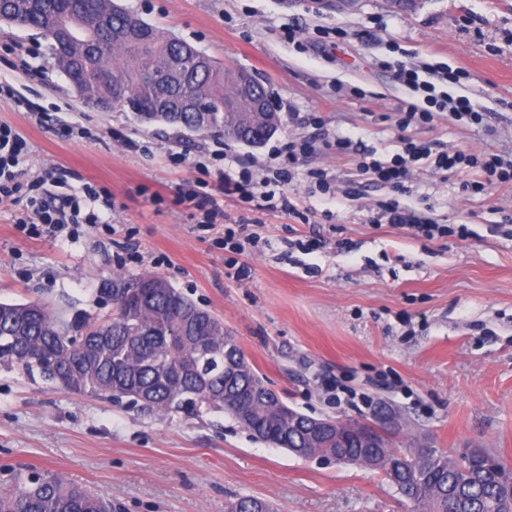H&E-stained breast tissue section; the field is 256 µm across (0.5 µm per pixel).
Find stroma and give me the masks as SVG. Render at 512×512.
I'll return each mask as SVG.
<instances>
[{"label":"stroma","instance_id":"obj_1","mask_svg":"<svg viewBox=\"0 0 512 512\" xmlns=\"http://www.w3.org/2000/svg\"><path fill=\"white\" fill-rule=\"evenodd\" d=\"M143 21L255 75L280 128L250 147L81 101L38 31L0 22V126L24 142L21 169L67 173L111 196L98 224L57 235L23 231L24 204L0 203V302L42 300L64 315L105 319L116 278L144 273L224 319L268 386L313 417L376 423L393 439L457 453L486 449L512 465V194L463 192L468 173L414 169L396 189L361 175L354 157L387 160L411 90L399 66L459 73L450 85L483 114L451 112L407 131L431 152L512 158V0H388L315 11L309 0H119ZM25 100L16 107L15 98ZM349 139L347 153L303 156L286 191L299 216L217 193L210 218L182 200L215 168L263 178L291 141L314 137L293 113ZM325 171L327 194L306 176ZM473 237L432 240L381 223L386 204ZM49 470L112 501L114 512H226L258 497L277 512H407L376 470L299 458L253 438L225 414H148L0 369V487L13 471Z\"/></svg>","mask_w":512,"mask_h":512}]
</instances>
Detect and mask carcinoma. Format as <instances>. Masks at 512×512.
Segmentation results:
<instances>
[{
	"label": "carcinoma",
	"mask_w": 512,
	"mask_h": 512,
	"mask_svg": "<svg viewBox=\"0 0 512 512\" xmlns=\"http://www.w3.org/2000/svg\"><path fill=\"white\" fill-rule=\"evenodd\" d=\"M0 9L22 20L24 27L50 37L65 24L79 33L74 44L75 62L83 70L88 93L110 97L112 105L126 107L141 121L154 101L152 72L167 83L174 110L170 125L193 132L211 133L239 142V120L280 126L278 113L259 110L267 94L262 82L251 77L240 87L244 69H229L211 61L206 70L173 74L164 70L176 48L175 39L135 18L115 0H101L106 22L82 15L75 0H0ZM120 63L112 65L113 55ZM233 101L224 111V99ZM194 102L209 110L191 108ZM115 317L95 321H68L49 305L33 301L0 303V368L18 369L71 393L112 400V395L145 390L151 413L223 412L239 420L251 411L247 429L262 433L267 442L290 452L307 448L311 453L333 454L346 463L377 469L413 504L412 512H512L506 465L484 467L487 453L473 450L461 457L445 448L416 445L395 448L388 436L375 433L372 445L363 447L341 434L360 425L340 420V433L307 441L308 416L290 407L265 381L224 329V320L202 308L174 288L158 273L143 274L131 282L112 283ZM81 337V347L65 349L66 339ZM212 353L224 356L227 370L207 372L202 360ZM22 488L0 490V512H110L109 503L92 492L66 482L56 473L39 471L18 476ZM226 512H274L261 498L232 502Z\"/></svg>",
	"instance_id": "carcinoma-1"
}]
</instances>
